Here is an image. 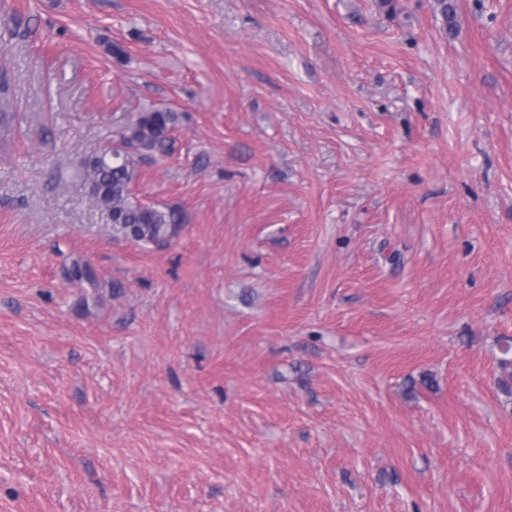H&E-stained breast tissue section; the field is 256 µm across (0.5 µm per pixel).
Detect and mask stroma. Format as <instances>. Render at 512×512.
<instances>
[{
    "label": "stroma",
    "mask_w": 512,
    "mask_h": 512,
    "mask_svg": "<svg viewBox=\"0 0 512 512\" xmlns=\"http://www.w3.org/2000/svg\"><path fill=\"white\" fill-rule=\"evenodd\" d=\"M395 3L0 0V512H512V0ZM178 120V113L168 109L140 112L123 127L115 146L83 160L87 196L106 213L115 233L158 244L173 237L183 223L178 206L158 208L140 202L133 191L137 170L130 154L134 149L137 154L168 155L173 148L170 135Z\"/></svg>",
    "instance_id": "obj_1"
}]
</instances>
